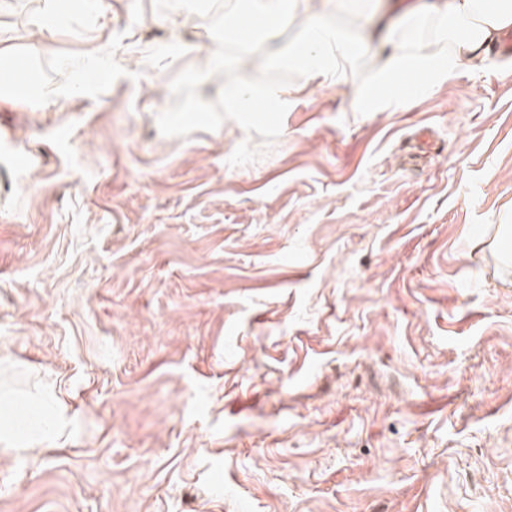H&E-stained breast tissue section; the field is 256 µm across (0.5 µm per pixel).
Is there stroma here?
I'll use <instances>...</instances> for the list:
<instances>
[{"label":"stroma","instance_id":"stroma-1","mask_svg":"<svg viewBox=\"0 0 512 512\" xmlns=\"http://www.w3.org/2000/svg\"><path fill=\"white\" fill-rule=\"evenodd\" d=\"M47 2L0 0V49L38 48L44 86L62 58L112 78L0 92V396L70 420L0 450V512H512V287L480 244L512 212V60L393 112L306 81L233 168L260 135L156 122L204 19L100 0L44 27ZM58 69L64 79L55 83L48 91L52 97L67 99L76 93H90L100 83L112 77V63L104 59L75 62L61 60Z\"/></svg>","mask_w":512,"mask_h":512}]
</instances>
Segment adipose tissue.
<instances>
[{"label": "adipose tissue", "mask_w": 512, "mask_h": 512, "mask_svg": "<svg viewBox=\"0 0 512 512\" xmlns=\"http://www.w3.org/2000/svg\"><path fill=\"white\" fill-rule=\"evenodd\" d=\"M405 18L403 30L378 43L373 33L356 32L339 15L327 12L315 17L300 40L273 54L270 63L302 69L312 79L345 82L360 59L378 49L381 64L368 82L354 85L353 102L360 111L385 110L403 102L407 72L431 84L460 61L483 59L500 32L512 28V0H434L428 10H406ZM419 33L439 46L440 54L422 52L414 40ZM58 69L63 79L49 90L58 99L92 92L112 76V64L104 59H64ZM61 423L50 403L0 398V447L22 451L47 442Z\"/></svg>", "instance_id": "obj_1"}]
</instances>
